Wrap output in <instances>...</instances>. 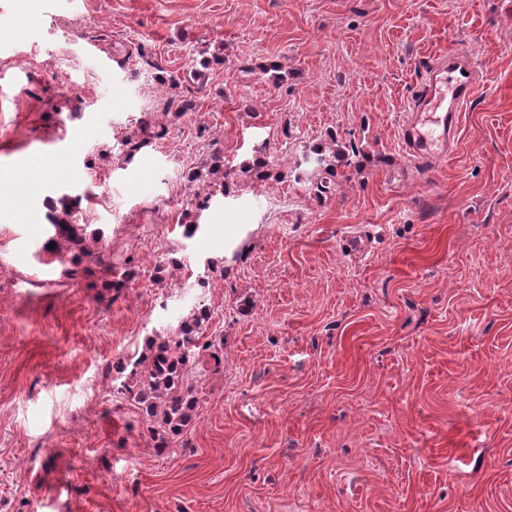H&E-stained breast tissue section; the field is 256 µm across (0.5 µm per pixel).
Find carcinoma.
<instances>
[{
  "label": "carcinoma",
  "mask_w": 512,
  "mask_h": 512,
  "mask_svg": "<svg viewBox=\"0 0 512 512\" xmlns=\"http://www.w3.org/2000/svg\"><path fill=\"white\" fill-rule=\"evenodd\" d=\"M151 129L152 124L143 121L138 134L118 142L125 161H132L152 138L166 133L164 128L154 133ZM267 167L264 159L257 158L242 173L265 181L271 177ZM224 176V156L217 150L187 173L189 183L198 185V191L195 192L196 212H185L178 222L182 238L190 240L199 232L200 212L211 206L214 197L224 195ZM83 199V195L67 191L58 198L60 210L47 215L53 234L44 244V250L64 266L63 274L68 277L74 279L94 267L105 290L119 293L141 275L140 266L131 256L119 262L112 259V249L103 243V232L91 231L84 223ZM51 243L56 247L49 248ZM186 267L184 259L164 253L156 260L152 281L163 287L168 270L180 271ZM216 274L224 276L222 257L205 261L204 270L196 275V286L207 288ZM210 320V309L198 304L176 325L154 332L145 338L142 348L106 368V373L112 376L113 397L136 409L143 434L159 450L168 447L192 423L198 405L193 369L205 359L212 361L217 369L224 362V337L206 336Z\"/></svg>",
  "instance_id": "cac0c4a2"
}]
</instances>
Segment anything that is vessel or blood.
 Instances as JSON below:
<instances>
[{
    "mask_svg": "<svg viewBox=\"0 0 512 512\" xmlns=\"http://www.w3.org/2000/svg\"><path fill=\"white\" fill-rule=\"evenodd\" d=\"M482 84L477 67L461 52L441 55L426 68L397 127L399 151L415 170L434 172L455 152L461 116Z\"/></svg>",
    "mask_w": 512,
    "mask_h": 512,
    "instance_id": "1",
    "label": "vessel or blood"
}]
</instances>
